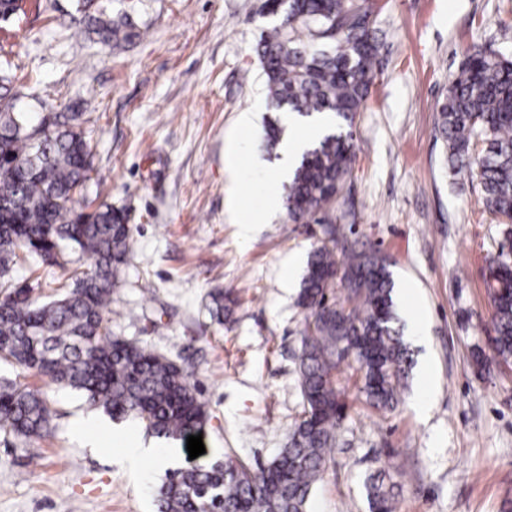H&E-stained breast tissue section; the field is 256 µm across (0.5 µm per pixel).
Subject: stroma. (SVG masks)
Returning a JSON list of instances; mask_svg holds the SVG:
<instances>
[{"label": "stroma", "instance_id": "1", "mask_svg": "<svg viewBox=\"0 0 512 512\" xmlns=\"http://www.w3.org/2000/svg\"><path fill=\"white\" fill-rule=\"evenodd\" d=\"M143 39L109 48L85 36L74 0H24L0 22V68L26 111L63 112L91 100L92 180L81 205L127 208L133 259L112 294V331L179 364L211 419L199 463L230 455L268 464L301 408L296 299L316 223L291 224L282 206L242 236L265 205L261 183L280 154L266 147L268 108L255 52L274 18L261 0H101ZM387 36L381 76L355 122L356 161L336 204L339 225L389 258L398 321L414 360L397 407L352 402L310 512H369L364 480L398 482L396 512H512V365L478 374L471 352L494 334L487 277L503 240L476 172L453 170L436 130L437 103L472 47L512 56V0H375ZM239 141L241 174L227 169ZM238 297L213 321L209 294ZM47 392L54 433L23 443L0 431V512H155L165 474L131 479L113 436L147 435L108 420L83 393L0 364V381ZM109 423L99 448L76 427Z\"/></svg>", "mask_w": 512, "mask_h": 512}]
</instances>
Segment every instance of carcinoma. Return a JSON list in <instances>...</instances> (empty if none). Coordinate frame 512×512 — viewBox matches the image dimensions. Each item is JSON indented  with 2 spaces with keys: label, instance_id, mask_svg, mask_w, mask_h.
I'll list each match as a JSON object with an SVG mask.
<instances>
[{
  "label": "carcinoma",
  "instance_id": "obj_1",
  "mask_svg": "<svg viewBox=\"0 0 512 512\" xmlns=\"http://www.w3.org/2000/svg\"><path fill=\"white\" fill-rule=\"evenodd\" d=\"M88 35L119 48L141 37L125 17L98 0H75ZM261 35L256 53L267 97L278 110L302 117L330 114L324 134L295 168L284 197L288 220L325 225L311 252L297 305L305 312L297 363L302 411L288 444L266 465L227 458L207 469L177 468L157 490L158 512H309L315 484L336 447L349 405L336 378L352 370L370 407L397 406L412 365L396 326L388 260L360 249L336 225L333 206L356 157L353 126L364 111L378 69L380 29L369 0H288V13ZM13 82L0 71V360L81 390L114 419L132 417L147 432L183 440L210 419L187 374L174 361L112 334V291L131 259L129 215L103 203L73 207L91 181V147L83 105L33 121L16 111ZM438 130L454 168L477 170L483 204L509 225L512 242V59L473 49L439 106ZM36 273L44 264L73 262L72 286L40 301L13 283L19 262ZM489 286L495 336L491 354L478 347L479 371L512 361V248L495 262ZM218 321L236 299L210 293ZM52 409L41 391L0 382V429L26 443L51 434ZM368 476L371 512H396L395 484Z\"/></svg>",
  "mask_w": 512,
  "mask_h": 512
}]
</instances>
